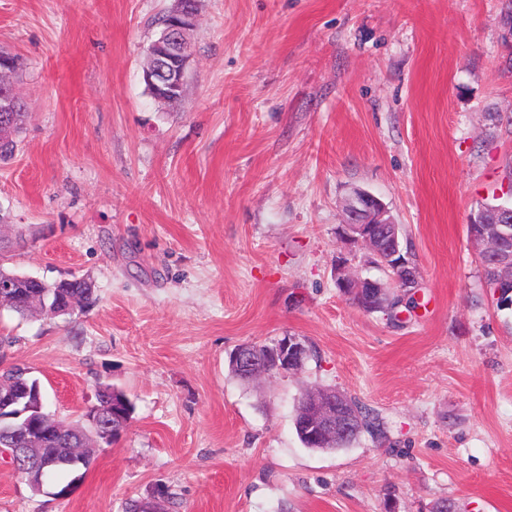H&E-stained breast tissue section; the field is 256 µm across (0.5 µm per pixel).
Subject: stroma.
Returning <instances> with one entry per match:
<instances>
[{
    "label": "stroma",
    "mask_w": 512,
    "mask_h": 512,
    "mask_svg": "<svg viewBox=\"0 0 512 512\" xmlns=\"http://www.w3.org/2000/svg\"><path fill=\"white\" fill-rule=\"evenodd\" d=\"M508 0H202L185 98L145 91L172 0H0V48L27 106L0 163V256L52 283L91 277L71 315L0 309V371L38 378L78 425L98 384L135 411L70 496L0 458V512H512V308L467 235L512 199ZM356 188L387 205L419 269L369 313L339 264ZM316 354L250 383L243 343ZM333 389L383 421L303 447L295 406ZM351 402L355 405L357 408V411L359 412L361 416V425L359 428L355 431L349 434L347 437L342 438L340 442L336 444V447L332 450L339 449V448H346L350 446L352 443H354L362 434L369 435L374 440H380L385 438L386 432L384 430L383 423L378 418V416L373 415V413H370L369 410H367L365 407L360 405L357 401L350 399Z\"/></svg>",
    "instance_id": "1"
}]
</instances>
